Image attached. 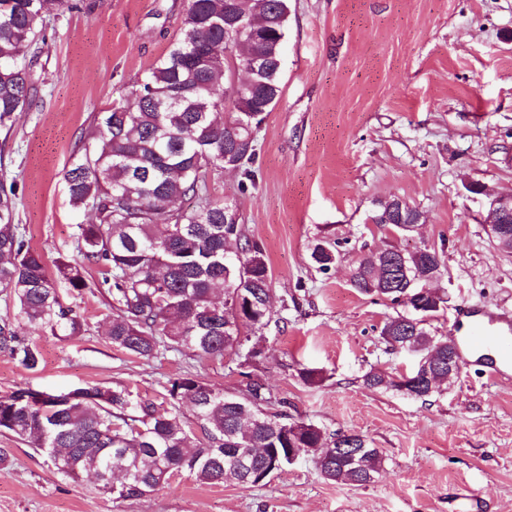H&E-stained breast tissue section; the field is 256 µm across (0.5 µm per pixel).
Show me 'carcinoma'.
I'll return each mask as SVG.
<instances>
[{"instance_id":"1","label":"carcinoma","mask_w":512,"mask_h":512,"mask_svg":"<svg viewBox=\"0 0 512 512\" xmlns=\"http://www.w3.org/2000/svg\"><path fill=\"white\" fill-rule=\"evenodd\" d=\"M66 0H0V125L27 110L38 89L24 49L38 56L46 21ZM270 22L258 41L230 46L224 18ZM288 0H190L165 54L130 90L126 102L94 115L91 129L72 152L64 180L76 209L95 220L76 225L84 262L100 268L111 309L107 340L129 355L152 360L168 353L246 360L248 332L270 319L265 307L271 278L260 243L240 224L224 223L230 205L204 192L212 169L235 168L245 182L256 141L242 124L259 100L276 105L282 93ZM262 57L268 69L252 73L249 87L234 90L231 78L244 55ZM196 205H183L186 197ZM420 212L395 203L381 206L378 224H413ZM228 241L240 250L225 255ZM59 276L76 295L88 288L81 267L61 261ZM445 269L443 252L386 248L362 258L351 284L359 293L386 298L408 309L388 318L380 335L391 350L412 348L436 361V376L448 380L446 336H434L427 321L443 299L428 291ZM0 292L19 308L31 328L53 336H76L85 322L57 292L43 254L16 223L15 184L0 182ZM0 352L35 370L38 348L7 319L0 321ZM237 394L192 373L169 381L165 403L133 396L126 387H77L47 393L30 387L0 397V431L44 453L74 481L97 476L101 490L117 500H136L186 473L208 485L258 486L254 471L275 473L292 464L288 449H302L320 474L333 482L371 483L384 456L359 434H326L311 421L269 411L271 389L248 372ZM369 388L399 391L382 370L363 375ZM191 407L202 439L184 420ZM298 433L288 437V430ZM345 447L340 455L323 448Z\"/></svg>"}]
</instances>
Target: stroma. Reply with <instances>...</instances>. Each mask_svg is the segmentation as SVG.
<instances>
[{
	"label": "stroma",
	"mask_w": 512,
	"mask_h": 512,
	"mask_svg": "<svg viewBox=\"0 0 512 512\" xmlns=\"http://www.w3.org/2000/svg\"><path fill=\"white\" fill-rule=\"evenodd\" d=\"M44 30L31 67L40 93L0 126V181L17 186L16 220L49 274L75 263L77 225L64 172L93 113L126 99L167 50L189 0H74ZM281 97L257 134L255 183L211 171L206 193L233 205L267 256L269 323L250 335L255 372L287 411L327 433L364 436L384 455L374 482L324 479L304 458L265 485H207L188 475L137 500L116 501L93 478L74 481L9 433L0 448V512H448V495L474 487L490 512H512V378L461 369L430 397L370 389L363 375L412 371L417 359L387 350L385 320L402 307L351 286L362 257L396 246L442 250L435 287L446 302L427 327L447 335L462 306L512 310V255L486 229L490 195L512 194V0H289ZM484 185L485 195L467 190ZM398 197L424 216L410 235L375 223ZM329 241L336 261L310 258ZM72 297L88 329L58 338L30 333L38 371L0 352V396L34 387L123 385L161 401L170 379L197 374L227 392L243 379L231 358L145 360L106 340L109 310L96 266ZM323 371L308 386L299 365Z\"/></svg>",
	"instance_id": "35a3bbf8"
}]
</instances>
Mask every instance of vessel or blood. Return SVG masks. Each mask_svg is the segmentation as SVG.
I'll return each mask as SVG.
<instances>
[{"label":"vessel or blood","mask_w":512,"mask_h":512,"mask_svg":"<svg viewBox=\"0 0 512 512\" xmlns=\"http://www.w3.org/2000/svg\"><path fill=\"white\" fill-rule=\"evenodd\" d=\"M450 329L462 364H478L497 378L512 373V312L496 304L459 309ZM448 512H481L468 489L452 493Z\"/></svg>","instance_id":"vessel-or-blood-1"}]
</instances>
